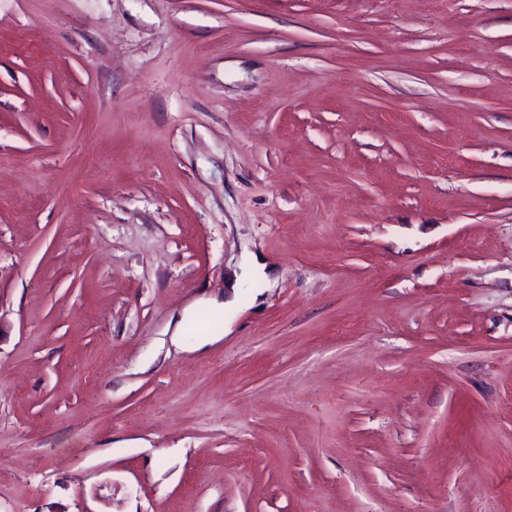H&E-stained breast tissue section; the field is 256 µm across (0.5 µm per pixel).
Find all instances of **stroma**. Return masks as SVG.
<instances>
[{"instance_id": "1", "label": "stroma", "mask_w": 512, "mask_h": 512, "mask_svg": "<svg viewBox=\"0 0 512 512\" xmlns=\"http://www.w3.org/2000/svg\"><path fill=\"white\" fill-rule=\"evenodd\" d=\"M0 512H512V0H0Z\"/></svg>"}]
</instances>
